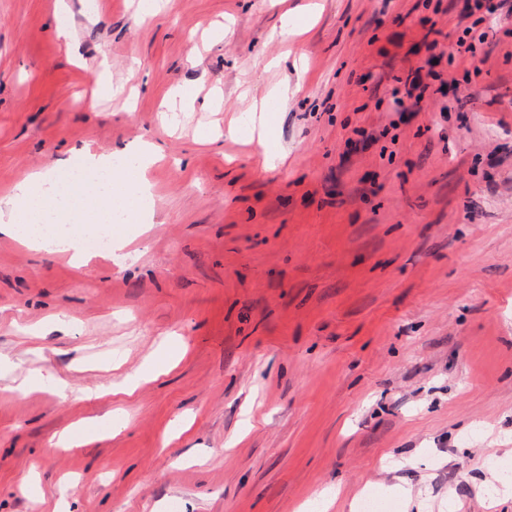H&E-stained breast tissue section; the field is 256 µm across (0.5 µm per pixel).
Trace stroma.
<instances>
[{"label": "stroma", "instance_id": "35a3bbf8", "mask_svg": "<svg viewBox=\"0 0 512 512\" xmlns=\"http://www.w3.org/2000/svg\"><path fill=\"white\" fill-rule=\"evenodd\" d=\"M142 4L0 0V195L86 146L161 156L122 256L0 235V512H306L326 489L330 512H512L477 496L512 471V19L450 58L425 21L460 35L465 0ZM426 64L444 90L395 106ZM104 69L123 95L97 99ZM171 336L176 366L112 395ZM32 371L66 396L14 390ZM108 414L126 429L57 446Z\"/></svg>", "mask_w": 512, "mask_h": 512}]
</instances>
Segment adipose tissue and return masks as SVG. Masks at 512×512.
<instances>
[{
    "label": "adipose tissue",
    "instance_id": "adipose-tissue-1",
    "mask_svg": "<svg viewBox=\"0 0 512 512\" xmlns=\"http://www.w3.org/2000/svg\"><path fill=\"white\" fill-rule=\"evenodd\" d=\"M154 160L153 145L138 141L117 155L79 152L81 166L96 173L89 180L71 176L58 182L43 174L26 175L0 197V233L80 261L84 233L112 226L117 217L133 223L140 197L151 191L146 172Z\"/></svg>",
    "mask_w": 512,
    "mask_h": 512
}]
</instances>
